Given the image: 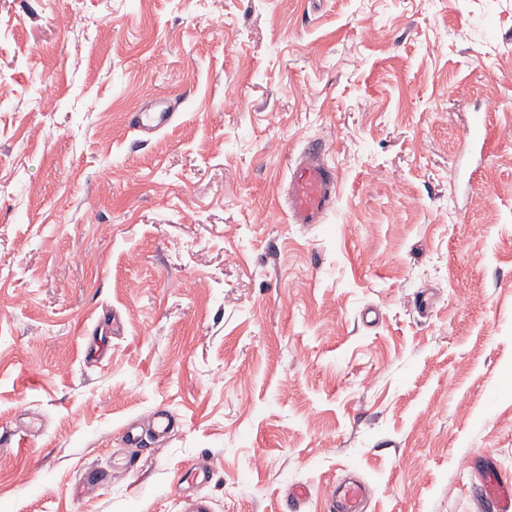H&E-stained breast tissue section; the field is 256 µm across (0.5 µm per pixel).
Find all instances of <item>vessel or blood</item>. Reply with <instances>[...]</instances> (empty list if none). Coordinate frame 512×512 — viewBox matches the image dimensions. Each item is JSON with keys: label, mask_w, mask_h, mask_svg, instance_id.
I'll return each mask as SVG.
<instances>
[{"label": "vessel or blood", "mask_w": 512, "mask_h": 512, "mask_svg": "<svg viewBox=\"0 0 512 512\" xmlns=\"http://www.w3.org/2000/svg\"><path fill=\"white\" fill-rule=\"evenodd\" d=\"M175 118V102L169 96L153 97L142 109L130 113L128 124L141 136H151ZM337 199L335 169L325 158L321 143L307 144L291 161L284 188L283 208L289 223L320 224ZM479 488L493 512H512V481L490 470L477 473ZM365 488L361 483L341 480L326 512H362Z\"/></svg>", "instance_id": "vessel-or-blood-1"}]
</instances>
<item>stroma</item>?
I'll return each instance as SVG.
<instances>
[{"label": "stroma", "instance_id": "obj_1", "mask_svg": "<svg viewBox=\"0 0 512 512\" xmlns=\"http://www.w3.org/2000/svg\"><path fill=\"white\" fill-rule=\"evenodd\" d=\"M0 77V512H290L296 485L324 512L341 474L365 512H489L472 468L512 474V0H0ZM158 95L179 115L140 141L127 115ZM311 138L337 202L292 224ZM160 408L176 431L125 446Z\"/></svg>", "mask_w": 512, "mask_h": 512}]
</instances>
